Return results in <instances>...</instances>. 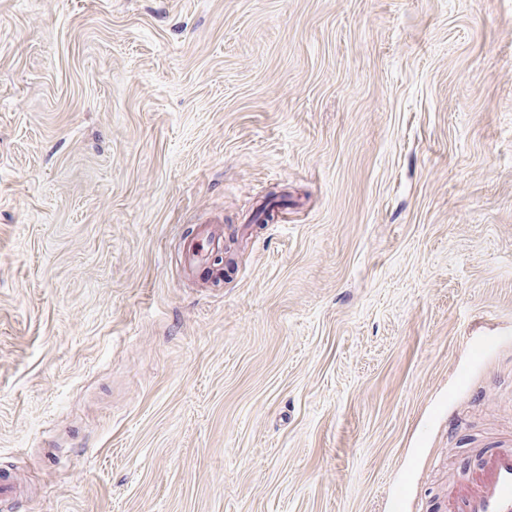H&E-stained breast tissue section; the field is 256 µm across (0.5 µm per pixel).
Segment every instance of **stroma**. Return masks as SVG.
<instances>
[{
    "label": "stroma",
    "mask_w": 512,
    "mask_h": 512,
    "mask_svg": "<svg viewBox=\"0 0 512 512\" xmlns=\"http://www.w3.org/2000/svg\"><path fill=\"white\" fill-rule=\"evenodd\" d=\"M507 440L512 0H0V512H437ZM224 249V225L222 223L200 224L196 232L185 238L182 263L185 272L196 275L208 267L211 254Z\"/></svg>",
    "instance_id": "obj_1"
}]
</instances>
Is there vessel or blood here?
Wrapping results in <instances>:
<instances>
[{
	"mask_svg": "<svg viewBox=\"0 0 512 512\" xmlns=\"http://www.w3.org/2000/svg\"><path fill=\"white\" fill-rule=\"evenodd\" d=\"M223 248V224L199 225L183 243L185 272L205 269L210 255ZM438 512H512V443L479 452L474 470L450 486Z\"/></svg>",
	"mask_w": 512,
	"mask_h": 512,
	"instance_id": "vessel-or-blood-1",
	"label": "vessel or blood"
}]
</instances>
